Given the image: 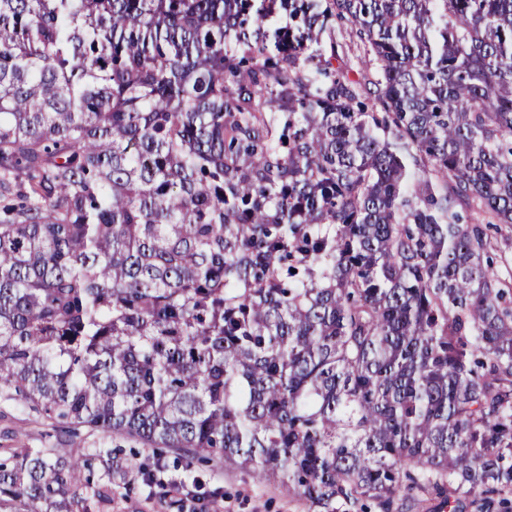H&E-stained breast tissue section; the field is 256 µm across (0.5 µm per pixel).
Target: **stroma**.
I'll use <instances>...</instances> for the list:
<instances>
[{
	"label": "stroma",
	"instance_id": "stroma-1",
	"mask_svg": "<svg viewBox=\"0 0 512 512\" xmlns=\"http://www.w3.org/2000/svg\"><path fill=\"white\" fill-rule=\"evenodd\" d=\"M322 56H337L340 64L356 67L364 54V46L351 34L345 21L333 22L321 37L317 47ZM103 441L100 432L78 427L63 433L60 424L23 409L20 402L0 401V454L14 448H60L66 454H82L84 449L98 447ZM114 454L122 468L113 476L116 495L114 512H176L162 498L151 494L143 482L146 466L156 463L152 449L131 438L118 437L113 441ZM167 476L188 478L187 490L199 498L208 512H309L304 499L289 493L273 482H263L247 470L232 464L193 463L190 470L173 469V455L161 459Z\"/></svg>",
	"mask_w": 512,
	"mask_h": 512
}]
</instances>
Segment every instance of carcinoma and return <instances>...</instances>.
Listing matches in <instances>:
<instances>
[{
  "instance_id": "carcinoma-1",
  "label": "carcinoma",
  "mask_w": 512,
  "mask_h": 512,
  "mask_svg": "<svg viewBox=\"0 0 512 512\" xmlns=\"http://www.w3.org/2000/svg\"><path fill=\"white\" fill-rule=\"evenodd\" d=\"M335 19L377 79L310 52ZM496 224L512 0H0L6 400L313 512H512ZM0 512H112V449L1 459ZM398 498L399 507L393 512H448V509H441L444 494L436 489L425 493H401Z\"/></svg>"
}]
</instances>
